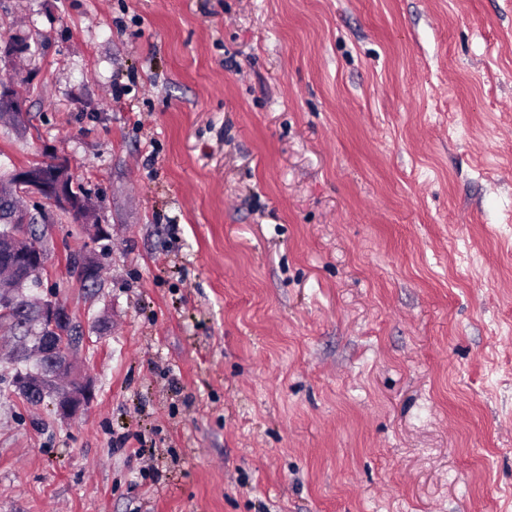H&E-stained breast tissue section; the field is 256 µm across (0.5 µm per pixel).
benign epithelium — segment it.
<instances>
[{
  "mask_svg": "<svg viewBox=\"0 0 512 512\" xmlns=\"http://www.w3.org/2000/svg\"><path fill=\"white\" fill-rule=\"evenodd\" d=\"M29 50L26 41L7 36L0 39V64L11 66ZM0 106L10 109L21 131L27 128V112L23 99L8 86L0 85ZM0 196L37 198L41 205L34 209L22 206L14 209L10 232L0 237V253L6 256L9 276L0 278V315L21 314L35 335L15 344L10 356H26L39 362V368L21 377L23 390L32 399L46 393L54 396L59 415L74 416L86 405L91 395L90 383L73 375L71 360V329L68 308L56 301L46 300L30 292L32 275L46 268L45 241L31 237L32 219L41 226L50 224L48 208L65 211L80 223L90 222L92 206L86 195L76 191L70 166L66 159L42 158L15 169ZM81 281L93 283L97 277L95 260L82 255L71 266Z\"/></svg>",
  "mask_w": 512,
  "mask_h": 512,
  "instance_id": "7a95c632",
  "label": "benign epithelium"
}]
</instances>
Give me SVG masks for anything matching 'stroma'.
<instances>
[{
	"instance_id": "35a3bbf8",
	"label": "stroma",
	"mask_w": 512,
	"mask_h": 512,
	"mask_svg": "<svg viewBox=\"0 0 512 512\" xmlns=\"http://www.w3.org/2000/svg\"><path fill=\"white\" fill-rule=\"evenodd\" d=\"M1 31L0 177L66 158L107 234L51 213L78 416L0 329V512H512V0H0ZM28 50L29 45L26 41L13 36L3 37L0 43L1 66H12ZM0 105L2 108H8L13 112H6V116H10L17 123L21 131L25 132L27 128V112L23 99L14 94L13 90L8 86L0 85ZM76 254H68L66 263L71 265V270L75 272L84 283H94L97 277V266L95 260L88 256L82 255L78 258L77 263L73 264Z\"/></svg>"
}]
</instances>
